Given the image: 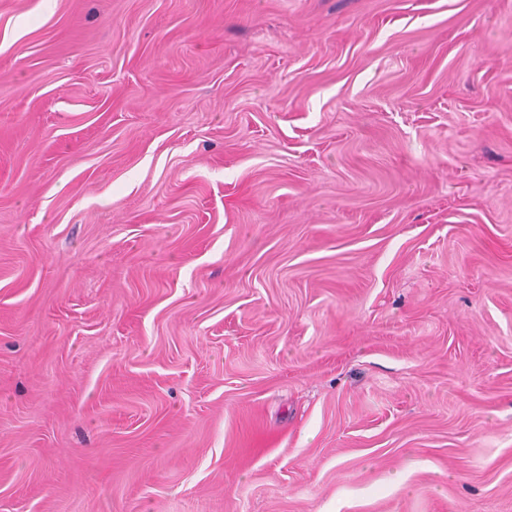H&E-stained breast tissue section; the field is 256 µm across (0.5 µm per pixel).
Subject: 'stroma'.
<instances>
[{
	"instance_id": "stroma-1",
	"label": "stroma",
	"mask_w": 512,
	"mask_h": 512,
	"mask_svg": "<svg viewBox=\"0 0 512 512\" xmlns=\"http://www.w3.org/2000/svg\"><path fill=\"white\" fill-rule=\"evenodd\" d=\"M0 512H512V0H0Z\"/></svg>"
}]
</instances>
